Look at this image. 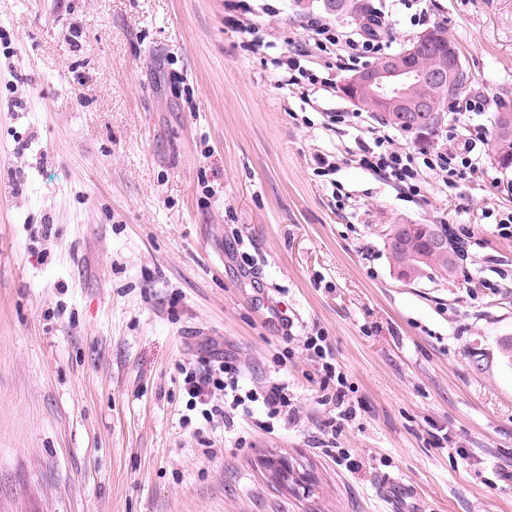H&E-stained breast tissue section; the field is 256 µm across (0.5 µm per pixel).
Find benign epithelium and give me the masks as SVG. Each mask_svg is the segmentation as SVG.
<instances>
[{
    "label": "benign epithelium",
    "mask_w": 512,
    "mask_h": 512,
    "mask_svg": "<svg viewBox=\"0 0 512 512\" xmlns=\"http://www.w3.org/2000/svg\"><path fill=\"white\" fill-rule=\"evenodd\" d=\"M424 51L435 56L436 65L422 71L414 65V61ZM457 67V57L451 51H441L438 48L436 32L427 28L399 55L385 57L378 63L346 77L342 89L355 106L373 112L395 113L404 123H414L426 134L430 128L421 121V116L426 112H436V106L426 98L413 95L411 89L404 88L405 78L413 72L415 79L420 82L441 85L447 80L448 72Z\"/></svg>",
    "instance_id": "benign-epithelium-1"
}]
</instances>
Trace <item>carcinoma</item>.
<instances>
[{
    "label": "carcinoma",
    "instance_id": "obj_1",
    "mask_svg": "<svg viewBox=\"0 0 512 512\" xmlns=\"http://www.w3.org/2000/svg\"><path fill=\"white\" fill-rule=\"evenodd\" d=\"M315 4L325 14L336 17L358 13L362 17L364 31L372 37L379 34L381 25L372 14L368 13V10L359 5L358 0H296V6L302 11L311 9ZM469 83L470 75L463 68L452 85L436 86L424 82L415 88V92L436 100L440 105L459 93ZM506 115L511 116L512 112L505 110L495 116L492 158L499 167L507 171L512 168V136L506 138L501 134L502 120ZM398 228L400 225H395L390 233V250L396 266L407 268L409 273L414 276L427 269L447 273L456 266L457 260L454 251L438 254L431 248V240L449 238L448 226L444 224H415L405 237L398 235ZM277 483L295 493L299 491L301 485L308 483L312 487L315 486L316 479L304 468L298 471L290 469L288 473L278 477Z\"/></svg>",
    "mask_w": 512,
    "mask_h": 512
}]
</instances>
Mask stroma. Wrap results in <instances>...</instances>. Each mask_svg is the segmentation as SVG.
Returning a JSON list of instances; mask_svg holds the SVG:
<instances>
[{"label":"stroma","mask_w":512,"mask_h":512,"mask_svg":"<svg viewBox=\"0 0 512 512\" xmlns=\"http://www.w3.org/2000/svg\"><path fill=\"white\" fill-rule=\"evenodd\" d=\"M424 7L394 6L385 53L442 27L466 93L512 110V0ZM323 18L0 0V512H512V171L487 149L413 193L361 169L384 125L310 40ZM291 51L307 74L286 86ZM396 224L448 225L467 257L402 279ZM316 334L359 405L335 434ZM224 355L248 387L287 381L296 414L208 425L180 367ZM267 452L312 470L313 495L272 483Z\"/></svg>","instance_id":"stroma-1"}]
</instances>
